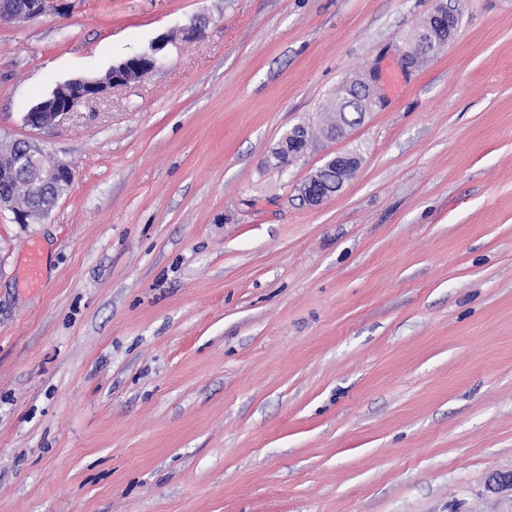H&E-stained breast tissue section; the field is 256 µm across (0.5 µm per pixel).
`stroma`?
Instances as JSON below:
<instances>
[{
  "label": "stroma",
  "mask_w": 512,
  "mask_h": 512,
  "mask_svg": "<svg viewBox=\"0 0 512 512\" xmlns=\"http://www.w3.org/2000/svg\"><path fill=\"white\" fill-rule=\"evenodd\" d=\"M434 6L55 0L0 22V147L74 171L42 220L0 213V512H512L489 485L512 471V0H461L403 70ZM162 36L151 72L26 124ZM372 67L376 107L326 139ZM338 152L358 171L308 206ZM436 2L434 9L412 36L413 51L401 55L402 63L407 68L413 65L411 56L414 53L434 54L455 36L458 25L456 10L448 8V4L442 0ZM283 156L279 161V166L288 164L290 158L301 154L308 144L307 130L303 125H297L282 137ZM360 166V158L349 152L336 153L322 166L312 172L300 185L299 192L310 206H317L332 194L327 190L328 185L336 183V192L345 181L353 176Z\"/></svg>",
  "instance_id": "stroma-1"
}]
</instances>
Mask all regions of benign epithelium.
<instances>
[{
	"mask_svg": "<svg viewBox=\"0 0 512 512\" xmlns=\"http://www.w3.org/2000/svg\"><path fill=\"white\" fill-rule=\"evenodd\" d=\"M50 0H28L20 6L14 0H0V19L11 22L18 19H33L46 11ZM458 15L448 8L444 0H437L434 9L427 15L413 36V51L401 55L405 67L412 66L411 56L415 53L431 55L448 44L456 33ZM168 41L161 38L150 46L149 51L130 57L112 66L102 79L74 78L49 96L40 99L25 115L26 123L34 128L51 125L59 116L76 111L82 104L100 98L112 87L125 85L144 70L151 71L162 61L163 51ZM376 73L370 71L358 78L345 81L330 106L341 111L343 121L339 126L326 132V136L338 139L364 119L375 105L374 86ZM283 156L279 165L285 166L290 158L301 154L308 144L307 130L297 125L282 137ZM360 166V158L349 152L336 153L322 166L312 172L300 185L299 192L310 206H317L330 197L328 185L336 184L341 189L345 181L353 176ZM26 176L28 190L48 198L40 210L26 211L18 208L14 199L0 194V211L13 214L17 224H29L49 214L59 201V197L49 196V190L59 181L71 183L73 173L70 166L52 154L44 151L36 143L23 140L17 144L16 152L7 153L0 159V184L8 185Z\"/></svg>",
	"mask_w": 512,
	"mask_h": 512,
	"instance_id": "obj_1",
	"label": "benign epithelium"
}]
</instances>
